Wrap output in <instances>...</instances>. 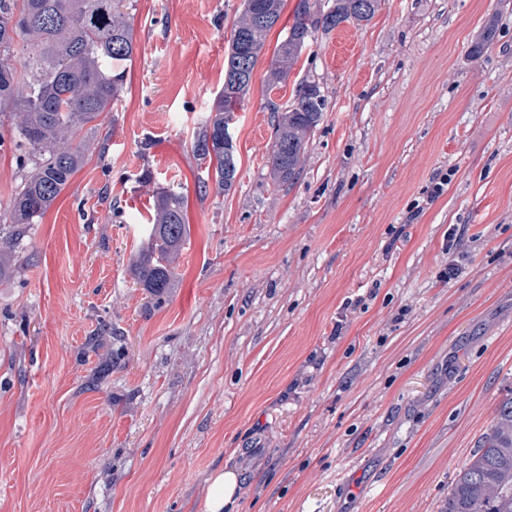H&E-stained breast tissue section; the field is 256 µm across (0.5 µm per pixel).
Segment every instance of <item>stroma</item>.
<instances>
[{
    "instance_id": "35a3bbf8",
    "label": "stroma",
    "mask_w": 512,
    "mask_h": 512,
    "mask_svg": "<svg viewBox=\"0 0 512 512\" xmlns=\"http://www.w3.org/2000/svg\"><path fill=\"white\" fill-rule=\"evenodd\" d=\"M134 2L112 136L0 281V512H205L223 469L237 512H441L512 392V0H381L271 89L286 0L227 193L193 143L241 0ZM304 79L326 109L280 186L269 107ZM14 154L2 124L0 215ZM160 188L189 237L150 307L131 261Z\"/></svg>"
}]
</instances>
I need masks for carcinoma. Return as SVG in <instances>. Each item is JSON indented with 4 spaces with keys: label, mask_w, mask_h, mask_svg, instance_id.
Here are the masks:
<instances>
[{
    "label": "carcinoma",
    "mask_w": 512,
    "mask_h": 512,
    "mask_svg": "<svg viewBox=\"0 0 512 512\" xmlns=\"http://www.w3.org/2000/svg\"><path fill=\"white\" fill-rule=\"evenodd\" d=\"M285 0H243L224 52V86L198 133L194 151L207 163L218 189L228 192L238 175V152L224 132L249 93L266 36ZM380 0H298L294 21L277 46L265 81L279 86L317 30L373 18ZM131 0H0V117H8L25 169L9 217L0 223V280L15 270V254L82 169L92 141L112 132L103 114L123 96L124 63L132 60ZM326 97L303 80L292 102L274 112L270 176L290 184L301 173L307 142L320 123ZM148 238L131 270L157 302L176 287L173 263L188 236L186 199L180 192L155 194ZM444 512H512V392L498 403L492 424L472 456L456 471Z\"/></svg>",
    "instance_id": "obj_1"
}]
</instances>
